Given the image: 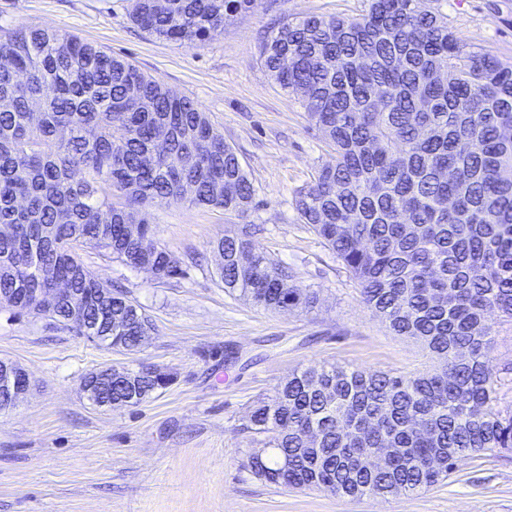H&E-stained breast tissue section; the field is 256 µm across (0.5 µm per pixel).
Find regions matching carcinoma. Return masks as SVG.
<instances>
[{
    "mask_svg": "<svg viewBox=\"0 0 512 512\" xmlns=\"http://www.w3.org/2000/svg\"><path fill=\"white\" fill-rule=\"evenodd\" d=\"M255 0H132L130 17L170 42H203ZM430 0H367L356 17L283 18L260 57L334 154L295 195L362 303L437 362L425 374L311 365L258 401L245 425L254 474L289 488L379 499L436 485L482 453L512 451V412L488 369L493 315L512 320V65L469 45ZM0 299L15 288L112 291V322L137 350L153 324L82 262L90 246L156 279L183 273L145 209L244 214L255 195L238 154L191 98L124 58L56 30L0 35ZM49 102L33 109L45 87ZM254 224L212 242L224 289L267 310L314 308L255 251ZM140 377L144 398L168 387ZM387 450L384 467L372 465Z\"/></svg>",
    "mask_w": 512,
    "mask_h": 512,
    "instance_id": "carcinoma-1",
    "label": "carcinoma"
}]
</instances>
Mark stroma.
Returning <instances> with one entry per match:
<instances>
[{
  "label": "stroma",
  "instance_id": "1",
  "mask_svg": "<svg viewBox=\"0 0 512 512\" xmlns=\"http://www.w3.org/2000/svg\"><path fill=\"white\" fill-rule=\"evenodd\" d=\"M366 0H256L224 32L192 45L140 29L129 0H0V27L67 32L125 57L208 113L237 152L256 193L241 216L219 208H153L156 237L182 261L167 282L83 249L87 268L150 316L141 350H113L70 328L0 311V358L30 375L28 395L0 414V512H512V452L462 463L428 491L348 500L258 479L244 429L254 402L314 364L414 375L435 362L373 317L342 263L302 224L296 191L331 160L298 95L278 86L260 46L283 15L354 16ZM464 42L512 62V0H439ZM260 225L257 250L318 292L315 310L266 312L213 277L214 239ZM489 366L499 407L512 410V321L495 319ZM154 366L173 383L129 407H99L80 392L103 366Z\"/></svg>",
  "mask_w": 512,
  "mask_h": 512
}]
</instances>
